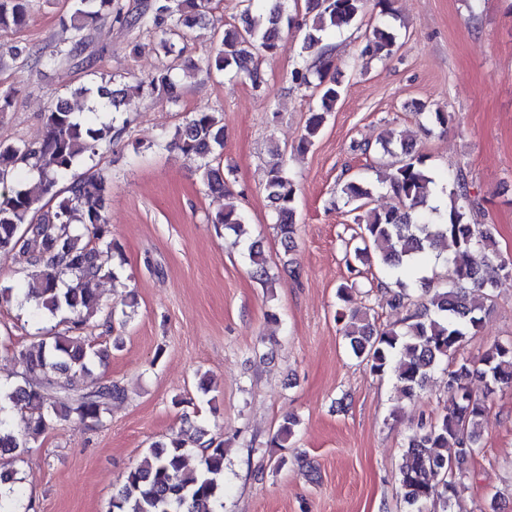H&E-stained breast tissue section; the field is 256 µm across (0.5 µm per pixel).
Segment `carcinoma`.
I'll use <instances>...</instances> for the list:
<instances>
[{"mask_svg":"<svg viewBox=\"0 0 512 512\" xmlns=\"http://www.w3.org/2000/svg\"><path fill=\"white\" fill-rule=\"evenodd\" d=\"M33 0H0V29H20L29 19ZM212 0H154L151 14L128 26L169 23L173 29H191L205 21ZM366 0H306L311 22H303L298 57L302 64L292 72L299 87H310L316 73V106L307 119L305 134L297 144L307 152L322 132L327 116L341 97L338 81L328 78L335 66L325 40L330 34L357 25ZM243 25L224 29L222 48L182 68L170 66L149 83L101 84L81 87L89 99L88 112H114L128 93L148 88L166 101L180 98V72H221L236 69L254 86L261 75L254 55H275L282 48L284 27L294 23L285 0H241ZM112 14V0H71L70 27L74 37L66 50L70 57L82 50L83 36ZM362 55L385 59L394 52L395 35L375 27L365 36ZM94 127L60 98L44 113L46 133L39 143L0 141V252H17L20 272L28 279V296L35 299L31 314L64 313V329L41 335L29 346L0 338V348L23 363L20 379L0 382V460L18 461L30 444L53 426L72 418L94 426L106 422L112 404L127 398L120 383L110 379L76 389L73 380L92 372L95 362L108 352L91 330L102 312L100 296L90 285L105 276L116 277L114 260L123 259L112 236L104 209L107 178L100 173H73L95 160L100 149L112 143L114 121ZM167 146L199 161L204 184L211 191L229 194L232 168L222 167L224 119L217 112L199 110L174 132ZM358 150L393 158L377 183L349 179L337 183L336 193L355 212L356 243L346 250L351 270L375 264L380 288H393L391 305L405 311L398 327H379L366 311L337 313L340 331L351 354L377 375L391 374L399 392L408 398L422 390L430 375L443 368L449 407L430 421H422L409 437L399 467L398 483L408 512H442L459 497L463 471L460 465L481 448L489 399L505 386L512 387V339L495 342L479 362L484 389L470 388L472 361L463 356L468 338L483 323L485 307L474 297L494 296L501 279L512 278V260L503 258L492 226L469 222L479 200L471 195L466 174L457 170L440 179L429 157L414 143L393 133ZM264 189L273 220L286 251L295 247L297 188L286 165L277 161L266 171ZM392 195L398 205L380 212L369 207L374 192ZM211 222L246 235L245 218L228 204ZM32 232L42 248L20 246ZM253 275L268 278L260 246L246 241ZM180 432L166 442L152 444L143 460L124 476L109 512H219L224 495V441ZM198 465L188 467L195 448ZM20 472L0 466V512H30L20 504Z\"/></svg>","mask_w":512,"mask_h":512,"instance_id":"obj_1","label":"carcinoma"}]
</instances>
